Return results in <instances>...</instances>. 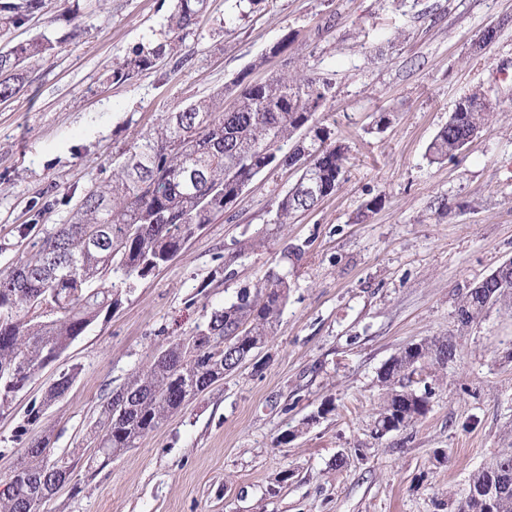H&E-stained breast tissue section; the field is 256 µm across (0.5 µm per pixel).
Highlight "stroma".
Masks as SVG:
<instances>
[{"mask_svg":"<svg viewBox=\"0 0 512 512\" xmlns=\"http://www.w3.org/2000/svg\"><path fill=\"white\" fill-rule=\"evenodd\" d=\"M172 6L44 0L11 29L12 42L56 44L27 60L24 88L0 102V269L28 250L20 227L64 223L70 198L108 178L133 136L244 72L331 79L335 97L316 117L348 147L344 181L280 228L274 204L299 173L256 177L0 412V479L23 453L11 437L29 403L61 372L78 375L42 423L56 448H84L109 391L278 270L288 303L255 360L106 468L77 470L80 493L61 490L45 512H456L470 474L512 448V308L493 305L464 330L456 322L467 287L512 260V0H262L243 18L235 0H210L178 57L113 81L117 61L164 39ZM71 13L80 27L68 38ZM491 26L495 41L474 53ZM475 90L493 104L489 129L453 161L430 162L429 143ZM253 237L263 246L235 257ZM294 245L305 250L297 263L285 258ZM230 255L231 275H216ZM432 337L451 339L454 359L420 362L403 380L427 394V413L376 437L381 368Z\"/></svg>","mask_w":512,"mask_h":512,"instance_id":"obj_1","label":"stroma"}]
</instances>
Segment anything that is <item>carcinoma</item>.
<instances>
[{
  "label": "carcinoma",
  "mask_w": 512,
  "mask_h": 512,
  "mask_svg": "<svg viewBox=\"0 0 512 512\" xmlns=\"http://www.w3.org/2000/svg\"><path fill=\"white\" fill-rule=\"evenodd\" d=\"M44 0H0V35L40 12ZM207 10V0H175L163 41L143 45L112 70L125 82L180 51L186 32ZM53 49L50 40L0 51V99L21 90L27 59ZM333 99L326 78L286 73L256 83L248 74L216 95L161 118L120 153L111 177L88 188L67 224H53L30 242V256L0 271V412L53 359L63 354L101 317L119 308L134 282L167 265L185 242L215 216L230 209V197L274 167L300 171L295 185L276 201L274 223L282 227L308 212L341 184L347 151L331 141V130L315 119ZM484 95L465 96L428 146L432 162L451 161L489 126ZM75 262L74 276L56 270L53 257ZM288 274L272 272L254 288H242L234 301L213 311L192 335L160 348L123 386L107 393L88 432L92 448L57 451L52 430L30 426L68 392L77 369L64 372L32 403L16 440L25 451L0 491V512H44V506L73 481L81 460L103 468L158 429L191 397L234 371L275 335L288 301ZM54 298L58 312L45 316L42 302ZM512 302V280L471 285L457 307L461 324L474 323L488 306ZM455 346L442 338L406 346L379 374L385 398L376 424L403 429L426 409V397L402 380L424 360L446 364ZM507 474L498 512H512V448L475 471L469 484H486L490 475Z\"/></svg>",
  "instance_id": "1"
}]
</instances>
